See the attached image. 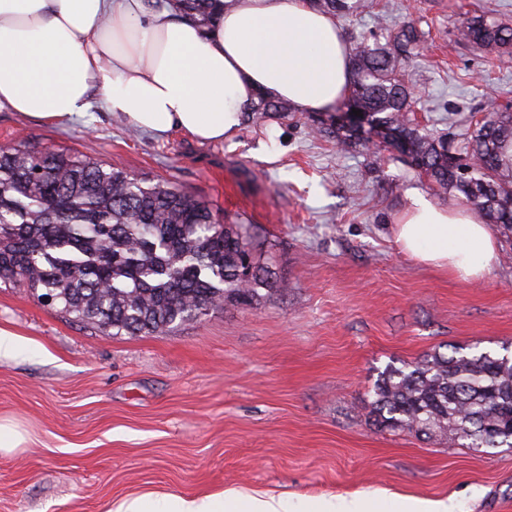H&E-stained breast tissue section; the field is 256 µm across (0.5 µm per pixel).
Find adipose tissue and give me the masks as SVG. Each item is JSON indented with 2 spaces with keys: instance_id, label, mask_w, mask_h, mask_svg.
I'll return each mask as SVG.
<instances>
[{
  "instance_id": "obj_1",
  "label": "adipose tissue",
  "mask_w": 512,
  "mask_h": 512,
  "mask_svg": "<svg viewBox=\"0 0 512 512\" xmlns=\"http://www.w3.org/2000/svg\"><path fill=\"white\" fill-rule=\"evenodd\" d=\"M351 49L308 0H231L204 26L174 0H0V108L63 125L96 101L127 125L201 143L235 137L257 96L324 115L353 84ZM396 242L415 261L478 282L497 242L477 212L409 188ZM113 512H284L281 498L227 490L144 493Z\"/></svg>"
}]
</instances>
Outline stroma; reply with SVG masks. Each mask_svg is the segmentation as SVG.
Wrapping results in <instances>:
<instances>
[{"mask_svg": "<svg viewBox=\"0 0 512 512\" xmlns=\"http://www.w3.org/2000/svg\"><path fill=\"white\" fill-rule=\"evenodd\" d=\"M339 19L347 39L412 21L423 54L402 73L414 117L448 133L512 101V57L456 42L473 6L512 25V0H365ZM307 112L245 114L237 135L201 144L128 128L100 105L65 125L0 108V146L17 138L78 152L207 202L248 224L272 273L257 300L150 336L112 335L0 280V329L22 342L0 358V512H107L151 492H268L290 507L321 495L452 499L456 512H512V448L473 449L377 424L372 389L387 366L479 344L512 350V235L479 284L403 254L395 218L418 187L395 149L337 150ZM24 438L12 446L14 435Z\"/></svg>", "mask_w": 512, "mask_h": 512, "instance_id": "obj_1", "label": "stroma"}]
</instances>
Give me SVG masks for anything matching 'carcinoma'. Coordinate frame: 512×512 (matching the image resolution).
I'll return each mask as SVG.
<instances>
[{
	"mask_svg": "<svg viewBox=\"0 0 512 512\" xmlns=\"http://www.w3.org/2000/svg\"><path fill=\"white\" fill-rule=\"evenodd\" d=\"M203 23L225 0H179ZM349 15L360 0H309ZM462 44L500 58L512 27L475 9L456 28ZM426 32L413 22L361 38L351 57L348 107L365 122L331 130L344 150L365 129L396 146L442 192L458 191L488 223L512 233V112H489L458 144L410 117L417 102L399 65L418 57ZM250 112H286L258 98ZM251 226L221 224L204 201L169 184L132 181L87 155L26 140L0 147V280L22 283L60 313L114 335H153L229 301L249 303L264 284ZM385 428L449 434L469 448L512 447V356L474 346L390 367L375 385Z\"/></svg>",
	"mask_w": 512,
	"mask_h": 512,
	"instance_id": "obj_1",
	"label": "carcinoma"
}]
</instances>
